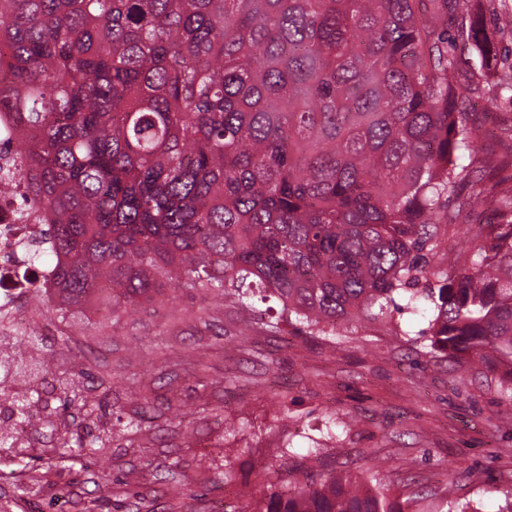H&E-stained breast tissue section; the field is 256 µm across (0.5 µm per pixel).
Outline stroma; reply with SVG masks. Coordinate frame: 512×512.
<instances>
[{"label": "stroma", "mask_w": 512, "mask_h": 512, "mask_svg": "<svg viewBox=\"0 0 512 512\" xmlns=\"http://www.w3.org/2000/svg\"><path fill=\"white\" fill-rule=\"evenodd\" d=\"M59 317L38 289L0 317L28 353L0 383L39 394L40 420L0 447V512H224L292 481L351 472L393 495L500 512L512 498V430L498 372L432 352L428 302L311 336L243 317L213 294L165 288L113 315ZM143 415L138 433L123 424ZM236 433H228V425ZM90 456L58 458L75 438Z\"/></svg>", "instance_id": "stroma-1"}]
</instances>
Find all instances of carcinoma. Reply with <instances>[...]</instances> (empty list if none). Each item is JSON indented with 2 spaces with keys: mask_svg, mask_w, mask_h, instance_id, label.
<instances>
[{
  "mask_svg": "<svg viewBox=\"0 0 512 512\" xmlns=\"http://www.w3.org/2000/svg\"><path fill=\"white\" fill-rule=\"evenodd\" d=\"M498 62L466 0H0V197L22 181L19 218L50 217L62 313L171 273L311 336L423 297L431 349L512 401V147L480 151L468 112ZM482 215L432 269L440 225ZM252 512L423 510L347 475L278 480Z\"/></svg>",
  "mask_w": 512,
  "mask_h": 512,
  "instance_id": "cac0c4a2",
  "label": "carcinoma"
}]
</instances>
